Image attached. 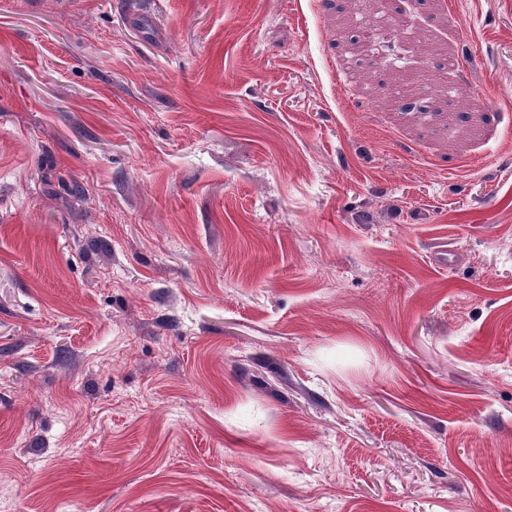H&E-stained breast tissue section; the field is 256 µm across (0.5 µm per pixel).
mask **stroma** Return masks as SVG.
<instances>
[{
	"mask_svg": "<svg viewBox=\"0 0 512 512\" xmlns=\"http://www.w3.org/2000/svg\"><path fill=\"white\" fill-rule=\"evenodd\" d=\"M0 512H512V0H0Z\"/></svg>",
	"mask_w": 512,
	"mask_h": 512,
	"instance_id": "35a3bbf8",
	"label": "stroma"
}]
</instances>
